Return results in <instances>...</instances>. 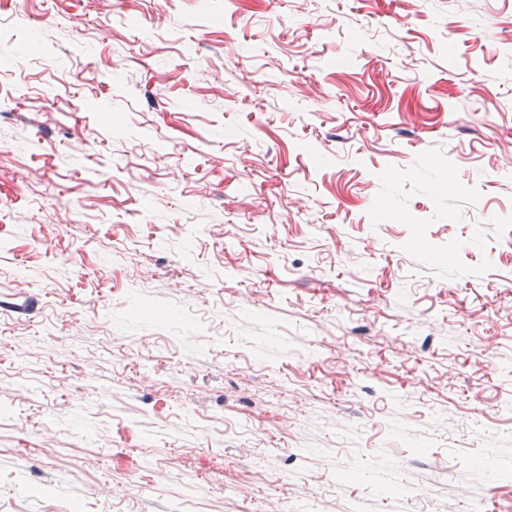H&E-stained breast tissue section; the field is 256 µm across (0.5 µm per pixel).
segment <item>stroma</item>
<instances>
[{"label": "stroma", "mask_w": 512, "mask_h": 512, "mask_svg": "<svg viewBox=\"0 0 512 512\" xmlns=\"http://www.w3.org/2000/svg\"><path fill=\"white\" fill-rule=\"evenodd\" d=\"M511 505L512 0H0V512Z\"/></svg>", "instance_id": "stroma-1"}]
</instances>
